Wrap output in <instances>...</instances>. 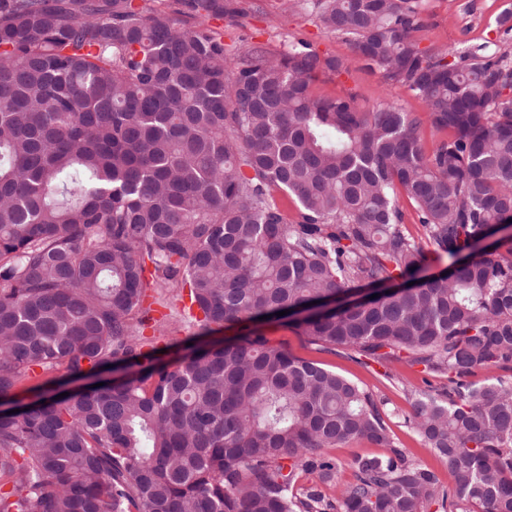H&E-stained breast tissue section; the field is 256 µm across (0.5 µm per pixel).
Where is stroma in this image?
Masks as SVG:
<instances>
[{
	"mask_svg": "<svg viewBox=\"0 0 512 512\" xmlns=\"http://www.w3.org/2000/svg\"><path fill=\"white\" fill-rule=\"evenodd\" d=\"M236 3V17L212 23L229 58H236L249 46L277 55L287 50L289 42L299 40L321 58L343 63L341 71L320 73L313 84L316 96L351 93L364 107L391 104L414 116H423L425 106L420 99L404 86L385 85L379 73L365 68L356 58L347 38L327 30L315 13L302 7L301 0H236ZM421 10L425 26L416 37L422 48L434 51L485 41L512 43V29L507 31L499 25L504 15H512V0H421ZM157 313L164 318L163 326L157 331L146 328L144 334L162 349L163 360L169 361L181 355L183 340L195 334L196 326L185 316L183 302L175 292H167ZM258 330L272 344L288 349L292 355L316 362L370 391L389 415L397 445L419 463L435 470L443 484H450L444 463L425 447L405 421L410 406L402 385L407 382L421 386L420 366L404 361L393 363L392 376L387 379L378 364L341 348L333 352L320 350L287 324H262Z\"/></svg>",
	"mask_w": 512,
	"mask_h": 512,
	"instance_id": "35a3bbf8",
	"label": "stroma"
}]
</instances>
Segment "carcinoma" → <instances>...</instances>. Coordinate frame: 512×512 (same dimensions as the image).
<instances>
[{
    "label": "carcinoma",
    "instance_id": "cac0c4a2",
    "mask_svg": "<svg viewBox=\"0 0 512 512\" xmlns=\"http://www.w3.org/2000/svg\"><path fill=\"white\" fill-rule=\"evenodd\" d=\"M175 2L0 0V399L38 369L130 370L0 414V512H512V237L462 256L512 220V51L421 49L420 0H308L422 120L315 96L343 63L302 41L232 64L209 21L233 0ZM401 196L445 275L417 277ZM168 290L201 329L174 364L142 336ZM269 314L447 379L402 387L452 487L353 381L258 332L204 341ZM352 440L382 452L336 497L297 487Z\"/></svg>",
    "mask_w": 512,
    "mask_h": 512
}]
</instances>
